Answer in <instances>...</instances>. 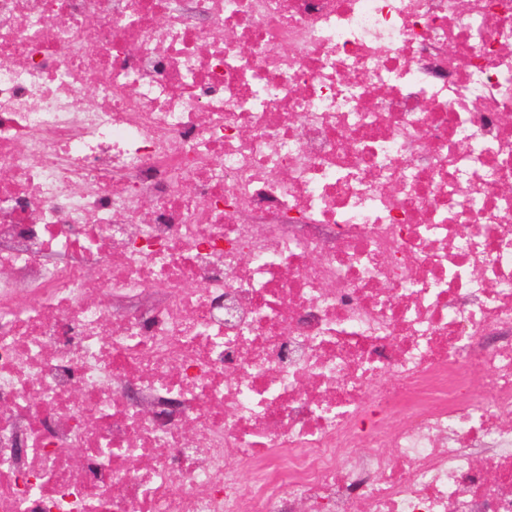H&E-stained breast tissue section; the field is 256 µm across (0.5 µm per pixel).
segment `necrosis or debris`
<instances>
[{
  "instance_id": "1",
  "label": "necrosis or debris",
  "mask_w": 512,
  "mask_h": 512,
  "mask_svg": "<svg viewBox=\"0 0 512 512\" xmlns=\"http://www.w3.org/2000/svg\"><path fill=\"white\" fill-rule=\"evenodd\" d=\"M0 512H512V0H0Z\"/></svg>"
}]
</instances>
